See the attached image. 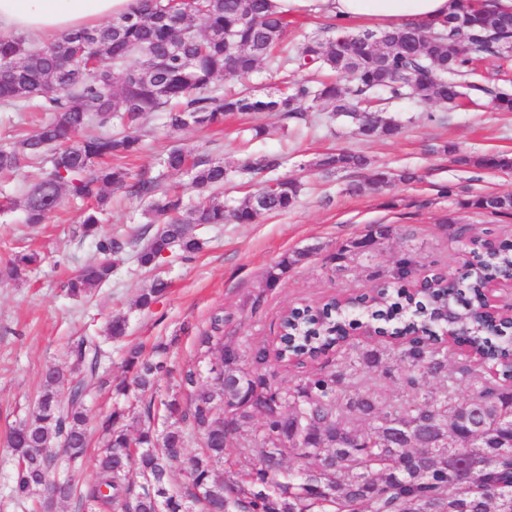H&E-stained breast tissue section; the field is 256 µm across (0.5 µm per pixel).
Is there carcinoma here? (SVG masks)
Instances as JSON below:
<instances>
[{
	"instance_id": "1",
	"label": "carcinoma",
	"mask_w": 512,
	"mask_h": 512,
	"mask_svg": "<svg viewBox=\"0 0 512 512\" xmlns=\"http://www.w3.org/2000/svg\"><path fill=\"white\" fill-rule=\"evenodd\" d=\"M287 29L288 16L271 11L269 0H140L129 14L51 42L0 36V106L53 115L36 134L0 147L1 173L50 155V170L22 201L25 223H44L67 197L88 203L82 230L94 236L107 191L123 189L147 201L148 224L157 225L137 253L139 264L153 270L174 247L198 252V226L250 224L296 203L300 183L276 178L228 210L219 193L228 175L224 162H192L181 148L167 151L162 165L189 174L196 187L209 191L206 197L187 202L159 190L152 178L132 175L118 161L138 152L139 131L151 112H167L174 130L220 125L234 112L296 118L308 102L352 118L356 98L369 92L400 98L409 91L421 102L441 105L482 93L499 111L512 112L511 94L465 80L475 61L512 49V11L499 10L493 0H458L436 23L377 33H340L331 18L295 56L276 57ZM175 46L179 55L172 56ZM89 59L98 66L87 68ZM266 60L278 69H327L338 80L291 82L264 97L217 85L226 74H252ZM357 130L365 138H388L399 124L371 106ZM455 162L512 170L506 154L458 156ZM317 166L358 171L370 161L338 150ZM392 182L389 171L374 168L345 191L380 194ZM462 207L510 214L512 194L478 195ZM391 234V226L376 225L331 260L341 262L353 249L372 250ZM126 245L115 237L97 241L106 256L121 254ZM469 248L472 261L460 285L477 303L486 280L512 277V245L485 251L472 238ZM305 256L283 257L266 272V287H276ZM39 262L35 252L16 253L6 262V275L18 279ZM113 269L107 259L88 265L64 290L83 298ZM168 287L153 279L137 306L150 308ZM457 296L447 291L442 274L431 292L385 289L360 312L382 332L406 335V343L368 350L352 342L330 367L276 384L262 373L269 360L303 366L346 332L350 311L340 298L287 311L278 342L258 349L250 368L242 365L239 348L224 342V318L215 316L210 329L196 336L201 352L217 353L215 386H201L199 368L189 366L178 374L180 393L160 401L151 391L160 377L171 376L168 345H157L153 359L128 350L124 368L141 393H150L147 421L128 419L120 407L101 419L105 440L95 480L85 489L72 468L88 446L86 386L109 380L102 373V341L80 336L69 348L71 364L44 370L36 409L10 431L8 444L18 458L14 494L20 500L41 497L46 510L73 500L78 512H512V344L493 341L491 327L481 322L461 321L465 346L499 363V380L491 381L481 364L436 343L434 319L457 304ZM126 328V316L112 317L107 338L125 336ZM389 380L400 391L394 401L383 391ZM191 434L201 439L200 451L189 459L185 482L176 485L172 471Z\"/></svg>"
}]
</instances>
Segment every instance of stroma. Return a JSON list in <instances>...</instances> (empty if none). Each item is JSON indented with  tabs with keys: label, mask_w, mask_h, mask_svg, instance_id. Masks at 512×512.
<instances>
[{
	"label": "stroma",
	"mask_w": 512,
	"mask_h": 512,
	"mask_svg": "<svg viewBox=\"0 0 512 512\" xmlns=\"http://www.w3.org/2000/svg\"><path fill=\"white\" fill-rule=\"evenodd\" d=\"M381 106L402 125L396 137H360L351 119L332 116L323 106L288 120L275 112L237 113L217 127L177 132L168 128L165 113H153L140 153L126 161L131 172L158 178L162 187L197 198L188 175L158 164L161 153L177 146L224 161L230 171L223 189L226 204H236L273 176L298 179V201L288 211L260 215L250 224L198 227L202 250L190 256L172 250L149 273L139 267L132 244L146 223L143 203L123 190H112L98 232L127 239L129 245L110 282L83 299L70 298L61 288L101 258L94 239L82 233L79 205L64 201L43 224L24 223L18 209L0 210V268L23 249L43 257L22 281L0 277V512H33L32 503L16 499L12 491L16 456L7 436L30 414L42 371L67 365L68 343L86 334L104 335L112 315L129 317L126 336L104 345V366L113 381L127 377L122 364L127 350L137 347L148 357L164 342L172 370L198 365L208 386L211 360L201 357L196 338L209 329L213 316H223L225 340L239 345L248 364L255 345L275 342L279 318L293 304L381 286L398 288L393 272L405 256L417 260L420 271L456 274L459 244L452 219L471 225L474 233L512 240V215L493 216L462 206L480 194H512V171L463 167L446 151L451 144L475 157L512 156V112L497 111L484 98L452 110L411 98L385 100ZM254 124L265 125L267 135L251 139ZM334 149L364 154L397 179L381 194H347L345 187L356 179V172L327 173L316 166ZM250 154L275 156L281 164L272 173L239 172V164ZM404 170L416 172V180L399 181ZM375 224L393 227L390 239L377 250L349 255L340 267L329 261L336 247L365 235ZM299 251L305 252V259L277 287H266V271L284 255ZM156 276L169 282L168 292L150 309L134 308L136 296ZM113 402L110 389L91 388L89 447L76 474L80 485L93 480L94 456L101 444L98 421Z\"/></svg>",
	"instance_id": "obj_1"
}]
</instances>
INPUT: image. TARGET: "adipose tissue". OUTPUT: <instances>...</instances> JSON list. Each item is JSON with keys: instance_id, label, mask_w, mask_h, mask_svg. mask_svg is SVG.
I'll use <instances>...</instances> for the list:
<instances>
[{"instance_id": "ef3b65f1", "label": "adipose tissue", "mask_w": 512, "mask_h": 512, "mask_svg": "<svg viewBox=\"0 0 512 512\" xmlns=\"http://www.w3.org/2000/svg\"><path fill=\"white\" fill-rule=\"evenodd\" d=\"M137 0H0V34H23L50 41L127 14ZM280 14L320 11L339 23L359 18L382 28L429 22L444 17L454 0H270Z\"/></svg>"}]
</instances>
